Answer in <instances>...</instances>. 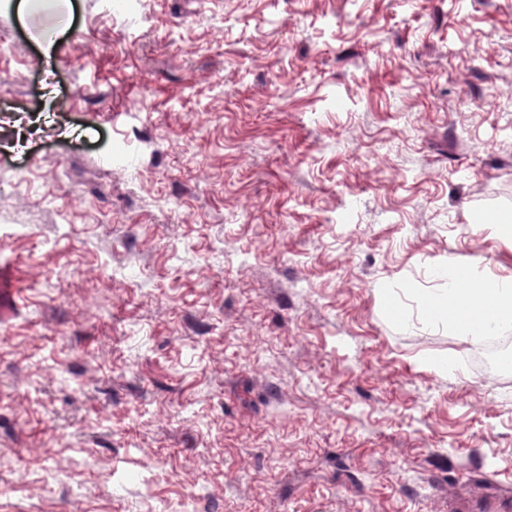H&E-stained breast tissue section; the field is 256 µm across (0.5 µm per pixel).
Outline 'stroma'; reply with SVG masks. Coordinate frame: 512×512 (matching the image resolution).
<instances>
[{
  "label": "stroma",
  "instance_id": "1",
  "mask_svg": "<svg viewBox=\"0 0 512 512\" xmlns=\"http://www.w3.org/2000/svg\"><path fill=\"white\" fill-rule=\"evenodd\" d=\"M65 2L0 10V512H512L424 302L512 273V0Z\"/></svg>",
  "mask_w": 512,
  "mask_h": 512
}]
</instances>
